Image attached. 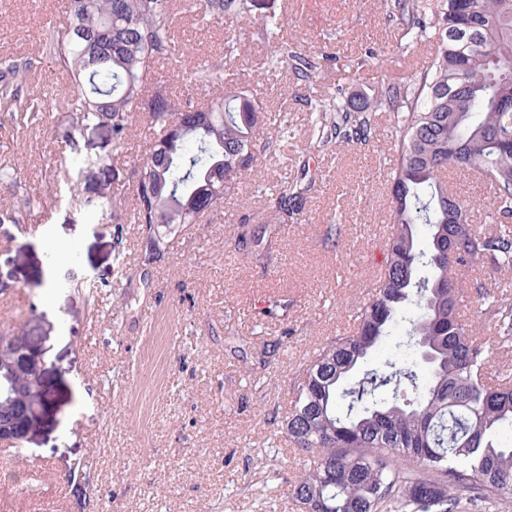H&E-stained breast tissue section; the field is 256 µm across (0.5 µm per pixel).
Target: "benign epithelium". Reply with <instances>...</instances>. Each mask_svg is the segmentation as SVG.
Returning <instances> with one entry per match:
<instances>
[{
  "label": "benign epithelium",
  "instance_id": "7a95c632",
  "mask_svg": "<svg viewBox=\"0 0 512 512\" xmlns=\"http://www.w3.org/2000/svg\"><path fill=\"white\" fill-rule=\"evenodd\" d=\"M0 378L3 379L0 394L4 396V407L17 406L13 416L0 423V441L21 444L36 418L42 388L35 358L21 339H12L9 357L0 362Z\"/></svg>",
  "mask_w": 512,
  "mask_h": 512
}]
</instances>
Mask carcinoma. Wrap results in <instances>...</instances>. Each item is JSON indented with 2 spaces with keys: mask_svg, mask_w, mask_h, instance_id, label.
Masks as SVG:
<instances>
[{
  "mask_svg": "<svg viewBox=\"0 0 512 512\" xmlns=\"http://www.w3.org/2000/svg\"><path fill=\"white\" fill-rule=\"evenodd\" d=\"M404 47L429 42L434 52L411 79H389L371 94L334 93L305 100L317 148L365 146L376 114L386 112L397 152L389 211L393 232L382 270L346 336L325 342L302 368L281 422L285 441L302 454L292 496L303 512H465L512 502V373L489 372L493 346L512 342V300L488 291L468 273L487 264L512 271V0H390ZM213 14L241 15L247 0H205ZM175 0H70L62 22L45 29L38 54L75 83L71 122L61 137L72 149L77 178L99 162L78 156L76 132L107 129L120 149L136 121L153 130L134 170L132 190L99 203L101 217L132 204L146 226V250L160 249L155 227L192 224L218 211L241 181L257 174L274 150L260 137L266 108L256 89L224 77V62L192 70L206 106L160 91L157 66L176 55ZM36 57L0 52V114L20 135L49 107L28 86ZM336 57L307 56L286 43L267 70H291L308 81ZM450 167L476 171L489 185V209L500 224L484 233L468 222L469 203L448 192ZM224 169V190L210 176ZM306 188L283 181L264 225L245 228L250 257L266 256L279 224L302 206ZM475 289L480 316L496 339L461 318ZM402 325L393 349L371 369L361 365ZM467 491L468 498L460 496Z\"/></svg>",
  "mask_w": 512,
  "mask_h": 512,
  "instance_id": "cac0c4a2",
  "label": "carcinoma"
}]
</instances>
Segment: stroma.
<instances>
[{"mask_svg":"<svg viewBox=\"0 0 512 512\" xmlns=\"http://www.w3.org/2000/svg\"><path fill=\"white\" fill-rule=\"evenodd\" d=\"M66 5L0 0V50L36 53ZM285 13L293 21L279 41L338 59L311 82L262 69L275 42L259 35L260 24ZM397 31L382 0H253L238 17L179 11L173 32L185 68L164 72L159 91L190 93L187 70L223 60L256 82L268 134L284 127L288 137L262 162L265 193L246 180L218 212L163 233L150 258L129 209L104 224L91 211L131 182L151 131L137 124L119 152L104 129L82 128L81 154L101 165L68 193L72 166L60 132L74 87L51 61L39 64L31 82L52 108L23 137L0 128V166L15 170L13 182L0 184V210L22 208L18 223L0 224V331L28 332L46 398L22 455L0 446V480L9 483L0 512H301L289 493L300 457L279 420L315 349L354 329L391 233L394 154L383 118L368 145L318 151L303 100L410 76L429 48L402 51ZM234 38L241 47L232 52ZM371 48L386 56L387 70L365 64ZM353 70L358 80H348ZM286 177L306 186L302 208L282 224L268 259L247 258L240 222H261L267 195ZM450 177L477 226H488V185L471 173ZM31 193L43 205L23 207ZM332 224L341 227L337 250L326 239ZM61 242L65 260L55 256ZM272 297L287 300V319L262 312Z\"/></svg>","mask_w":512,"mask_h":512,"instance_id":"stroma-1","label":"stroma"}]
</instances>
